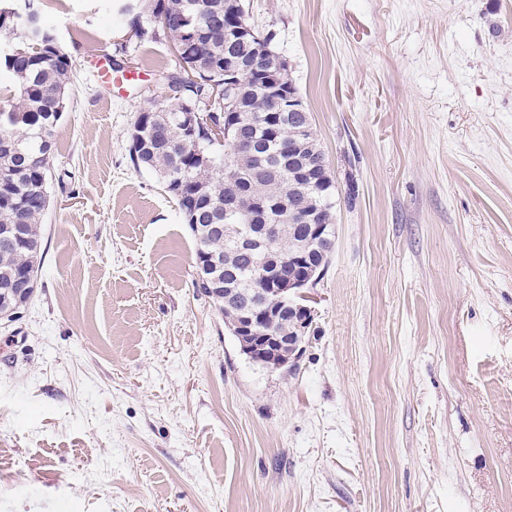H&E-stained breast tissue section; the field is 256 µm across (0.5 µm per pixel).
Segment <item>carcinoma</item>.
Wrapping results in <instances>:
<instances>
[{"mask_svg": "<svg viewBox=\"0 0 512 512\" xmlns=\"http://www.w3.org/2000/svg\"><path fill=\"white\" fill-rule=\"evenodd\" d=\"M227 0H156L154 15L166 14L175 22L189 24L195 43L178 57L183 79L170 76L171 85L182 92L169 109H148L137 116L132 132L144 140L141 154L131 156L138 168L155 171L163 181L173 177L179 184L167 187L177 207L184 201L224 211V193L236 197L237 210L230 217L235 225L254 220L258 224L284 223V202L307 203L316 223L326 228V236L335 238L333 208L336 186L317 142L316 134L301 135L291 112L275 116L266 112L269 87L257 78L256 68H277L279 58L270 49L271 39L263 42L255 36L238 38L224 26ZM16 36L18 42L0 47V71L15 82V93L0 99V142L10 146V153L0 147V224L24 225V237L5 242L0 239V287L25 274H37L42 262V217L49 206L47 190L53 130L68 108V100L57 99L53 92L67 91L71 79L70 61L63 53L52 29L36 22L32 26L20 16L0 11V33ZM225 82L236 89V108L222 109L211 100L212 84ZM210 103L214 123L260 142L259 156H239L231 141H219L208 126L190 132L184 129L182 113L199 103ZM237 173L230 188H225L229 171ZM194 239L195 259L215 256L223 265L224 283L243 297L254 288H268L260 272L261 258L235 248L227 234L214 235L208 225L209 213L196 222L185 219ZM272 257L282 263V280L300 275L302 268L284 262L290 255L303 252L324 269L332 251L324 243L305 234L304 226L287 225L272 246Z\"/></svg>", "mask_w": 512, "mask_h": 512, "instance_id": "carcinoma-1", "label": "carcinoma"}]
</instances>
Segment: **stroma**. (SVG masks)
<instances>
[{
    "instance_id": "35a3bbf8",
    "label": "stroma",
    "mask_w": 512,
    "mask_h": 512,
    "mask_svg": "<svg viewBox=\"0 0 512 512\" xmlns=\"http://www.w3.org/2000/svg\"><path fill=\"white\" fill-rule=\"evenodd\" d=\"M152 2L36 0L73 76L38 287L0 329V512H512V0H245L358 190L290 372L195 293L131 161L180 71L130 31Z\"/></svg>"
}]
</instances>
